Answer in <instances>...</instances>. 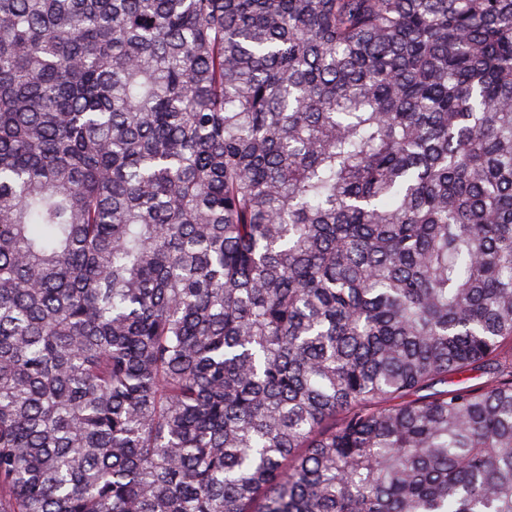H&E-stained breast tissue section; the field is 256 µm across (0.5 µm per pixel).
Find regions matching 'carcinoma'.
<instances>
[{"label":"carcinoma","instance_id":"carcinoma-1","mask_svg":"<svg viewBox=\"0 0 512 512\" xmlns=\"http://www.w3.org/2000/svg\"><path fill=\"white\" fill-rule=\"evenodd\" d=\"M0 512H512V0H0Z\"/></svg>","mask_w":512,"mask_h":512}]
</instances>
